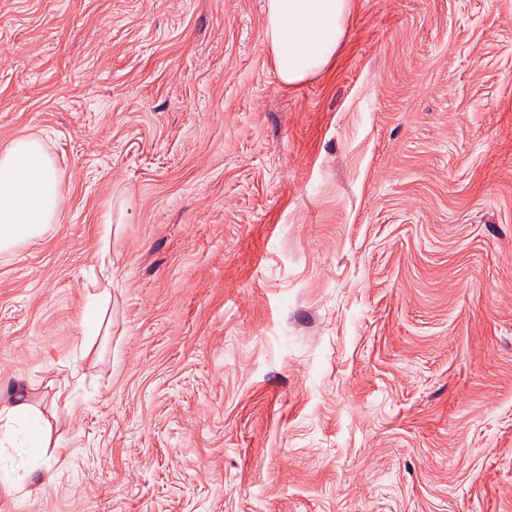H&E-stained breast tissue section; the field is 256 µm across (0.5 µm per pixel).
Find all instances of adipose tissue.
<instances>
[{
    "label": "adipose tissue",
    "mask_w": 512,
    "mask_h": 512,
    "mask_svg": "<svg viewBox=\"0 0 512 512\" xmlns=\"http://www.w3.org/2000/svg\"><path fill=\"white\" fill-rule=\"evenodd\" d=\"M352 8V0H267L264 40L282 83L333 63ZM62 205V179L40 137L22 136L0 150V252L40 239Z\"/></svg>",
    "instance_id": "1"
}]
</instances>
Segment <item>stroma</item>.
<instances>
[{
  "label": "stroma",
  "instance_id": "35a3bbf8",
  "mask_svg": "<svg viewBox=\"0 0 512 512\" xmlns=\"http://www.w3.org/2000/svg\"><path fill=\"white\" fill-rule=\"evenodd\" d=\"M266 2L0 0L64 188L0 253V512H512V0H353L289 86Z\"/></svg>",
  "mask_w": 512,
  "mask_h": 512
}]
</instances>
